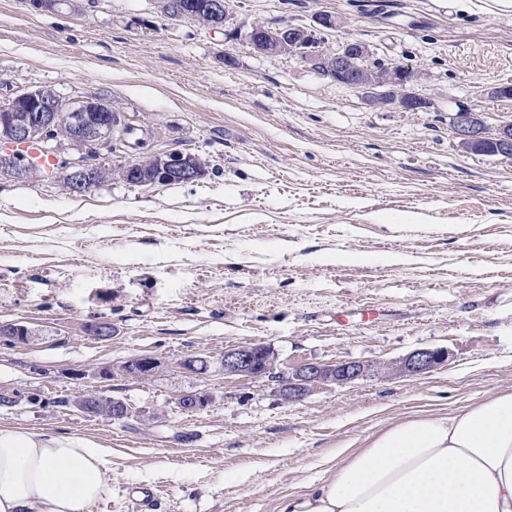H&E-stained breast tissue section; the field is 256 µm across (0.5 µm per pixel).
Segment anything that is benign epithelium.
Masks as SVG:
<instances>
[{
    "instance_id": "1",
    "label": "benign epithelium",
    "mask_w": 512,
    "mask_h": 512,
    "mask_svg": "<svg viewBox=\"0 0 512 512\" xmlns=\"http://www.w3.org/2000/svg\"><path fill=\"white\" fill-rule=\"evenodd\" d=\"M162 13L169 18L193 19L192 3L184 0H160ZM225 0H208L207 18L204 23L213 29L224 27ZM286 45L303 61L311 63L323 50L314 31L304 26L283 25L267 33L261 44H253L260 54L271 55ZM367 52L369 47L359 41H347L330 54V63L342 70L348 54ZM395 87L377 89L364 86L365 101L370 105L385 102L406 112L424 111L430 103L411 91L414 72L408 66L397 67ZM112 104L101 99L65 98L57 92L38 87L0 100V122L7 131L0 134V141L7 146L22 147L37 142L43 150L57 152L61 140L71 143L78 155L63 158L59 173L68 188L76 193H85L100 184L103 171L89 166L84 159L83 146L91 141L98 146L110 142L112 136ZM453 133L459 145L465 149L478 147L483 139L482 113L466 104L451 106ZM498 154H512V123L501 127L498 138ZM203 162L191 153L169 151L156 155L155 169L148 173L134 164L120 171V177L128 183L144 184L151 181L192 183L205 175ZM0 174L14 178H30L41 174L38 163L23 155L7 160L0 165ZM84 333L97 339L112 336V324L108 321H93L84 326ZM0 336L16 343H29L33 332L22 321L0 323ZM448 350L444 348L417 349L395 365L394 370L406 376L430 373L447 363ZM166 366V362L155 356H138L112 366H104L99 376L104 379L144 380L154 376ZM224 376H239L250 380H268L278 383V396L285 403L305 400L322 385L348 384L363 379L377 371V367L363 360L339 362L311 361L302 364L289 375L281 370L277 354L269 347L248 343L224 349L221 358ZM212 401L206 391H191L177 395V403L183 408L197 412ZM74 405L83 413L94 417L122 420L129 416L128 405L113 397L97 395L90 399L84 394Z\"/></svg>"
}]
</instances>
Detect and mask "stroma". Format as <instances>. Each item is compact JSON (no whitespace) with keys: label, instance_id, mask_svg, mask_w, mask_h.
Masks as SVG:
<instances>
[{"label":"stroma","instance_id":"35a3bbf8","mask_svg":"<svg viewBox=\"0 0 512 512\" xmlns=\"http://www.w3.org/2000/svg\"><path fill=\"white\" fill-rule=\"evenodd\" d=\"M223 29L164 16L158 0H67L52 13L0 0V97L49 87L111 101L136 136L201 156L196 182L0 176V322L36 336L0 343V425L109 451L108 492L89 512H126L156 487L160 512H278L357 449L418 411L512 391V157L458 149L450 101L512 121V0H226ZM318 29L326 51L367 43L414 69L432 109L367 105L297 56L260 55L254 24ZM111 322L110 339L85 335ZM271 347L281 367L367 360L378 373L281 403L274 383L224 377L225 349ZM444 347L447 365L396 362ZM206 357L106 381L139 355ZM204 389L200 412L176 397ZM128 418L77 412L82 392ZM449 352L444 348L417 349L395 365L394 370L406 376H418L433 372L447 363ZM126 504L129 512H156L158 506L153 490L146 486L132 489Z\"/></svg>","mask_w":512,"mask_h":512}]
</instances>
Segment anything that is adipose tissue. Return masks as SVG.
Masks as SVG:
<instances>
[{
    "label": "adipose tissue",
    "mask_w": 512,
    "mask_h": 512,
    "mask_svg": "<svg viewBox=\"0 0 512 512\" xmlns=\"http://www.w3.org/2000/svg\"><path fill=\"white\" fill-rule=\"evenodd\" d=\"M107 456L0 426V512H86L107 491ZM279 512H512V391L405 418Z\"/></svg>",
    "instance_id": "1"
}]
</instances>
